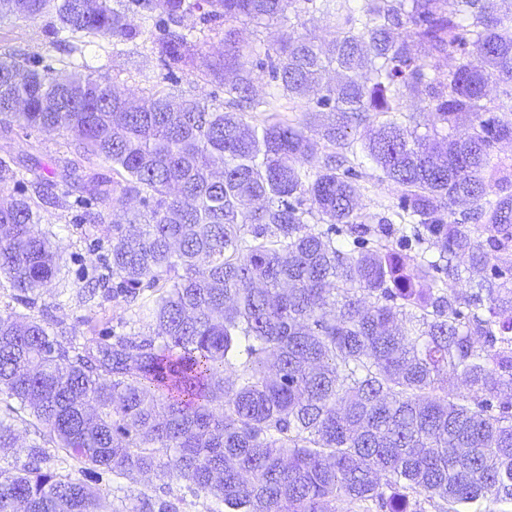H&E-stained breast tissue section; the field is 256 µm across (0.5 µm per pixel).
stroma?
<instances>
[{
    "label": "stroma",
    "mask_w": 512,
    "mask_h": 512,
    "mask_svg": "<svg viewBox=\"0 0 512 512\" xmlns=\"http://www.w3.org/2000/svg\"><path fill=\"white\" fill-rule=\"evenodd\" d=\"M49 23L46 17L34 22L0 18V57L8 58L23 53L38 58L49 54L61 63H68V56L49 43L46 35ZM151 54V41L142 37L118 45L96 39L85 49V58L92 70L109 78L116 90L144 93L162 90L179 100H223V88L212 83L198 70L187 68L168 73L161 64L151 62ZM145 59L150 60L151 66L142 74L135 64ZM71 141V136L62 132H27L14 126L6 131L0 130V161L15 168L32 156L42 163L45 173L49 174L59 171L64 160L70 157ZM362 171L363 191L359 208L365 222L374 225L383 216L385 206L396 203L398 192L393 185L380 181L379 171L371 164H364ZM38 212L41 226L51 229L55 234L61 275L44 289L37 306L45 310L49 317L73 324L78 317L83 316L84 310L77 299L63 297L61 290L74 282L92 278L101 256L109 248L112 235L106 231L89 232L82 219L83 210L76 204L67 207L43 204ZM40 466L64 476L81 477L106 493L108 501L115 504L144 493L166 500L178 497L179 512H212L214 507L213 500L203 494L187 488L170 492L161 481L150 475L126 477L102 470L82 472L75 463L63 464L52 457L42 459Z\"/></svg>",
    "instance_id": "obj_1"
}]
</instances>
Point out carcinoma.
<instances>
[{
    "instance_id": "carcinoma-1",
    "label": "carcinoma",
    "mask_w": 512,
    "mask_h": 512,
    "mask_svg": "<svg viewBox=\"0 0 512 512\" xmlns=\"http://www.w3.org/2000/svg\"><path fill=\"white\" fill-rule=\"evenodd\" d=\"M495 2L0 0L1 18L54 15L51 43L72 56L86 37L147 35L168 71L201 66L224 89L222 104L176 102L120 94L88 68L0 60V126L76 136L53 183L0 162V287L36 307L60 274L38 203L64 207L79 186L77 203L123 215L76 297L90 312L121 298L139 326L82 340L0 312V400L33 418L35 456L184 483L224 506L212 512L512 504V164L492 157L512 140V14ZM291 13L329 19L336 37L287 28L275 57L251 60L237 24ZM193 15L202 28L185 25ZM221 20L224 54L196 57ZM282 97L336 121L317 137L275 115L246 121ZM405 99L428 112L426 133L387 118L354 148L353 127ZM362 159L398 191L375 227L358 213ZM98 161L112 178L87 171ZM128 197L143 210H124ZM461 201L481 233L452 218ZM313 218L327 228L308 230ZM450 377L468 394H448ZM16 441L0 418V448ZM0 512L111 510L84 481L24 464L0 470ZM125 512L177 510L143 497Z\"/></svg>"
}]
</instances>
